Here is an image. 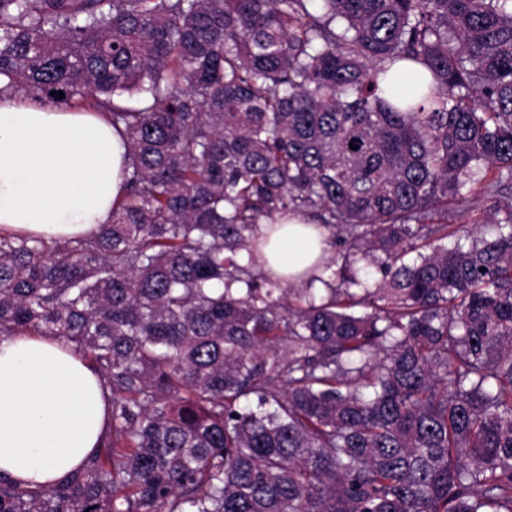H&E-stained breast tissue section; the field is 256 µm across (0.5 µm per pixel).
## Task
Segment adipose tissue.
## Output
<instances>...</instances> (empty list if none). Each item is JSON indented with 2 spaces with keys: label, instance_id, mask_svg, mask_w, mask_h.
I'll list each match as a JSON object with an SVG mask.
<instances>
[{
  "label": "adipose tissue",
  "instance_id": "adipose-tissue-1",
  "mask_svg": "<svg viewBox=\"0 0 512 512\" xmlns=\"http://www.w3.org/2000/svg\"><path fill=\"white\" fill-rule=\"evenodd\" d=\"M127 147L101 114L0 93V233L84 238L112 221ZM329 233L300 215L280 220L269 259L295 277L327 256ZM108 393L89 361L54 336L0 338V475L50 488L105 437Z\"/></svg>",
  "mask_w": 512,
  "mask_h": 512
}]
</instances>
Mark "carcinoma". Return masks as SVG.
Instances as JSON below:
<instances>
[{"label": "carcinoma", "instance_id": "obj_1", "mask_svg": "<svg viewBox=\"0 0 512 512\" xmlns=\"http://www.w3.org/2000/svg\"><path fill=\"white\" fill-rule=\"evenodd\" d=\"M0 84L131 167L100 233L0 235V336L111 396L0 512H512V199L442 244L512 189V0H0ZM294 212L343 246L298 287L259 231ZM511 194L512 192H507L496 198L466 196L458 206L453 222L468 225L470 228L474 225H483L481 230L488 232L489 229L484 226L487 225L486 220L499 204L510 198Z\"/></svg>", "mask_w": 512, "mask_h": 512}]
</instances>
